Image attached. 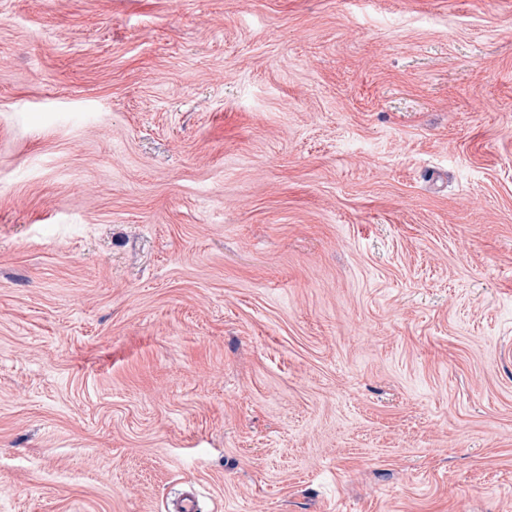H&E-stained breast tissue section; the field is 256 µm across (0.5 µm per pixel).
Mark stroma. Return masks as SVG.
I'll list each match as a JSON object with an SVG mask.
<instances>
[{"label":"stroma","instance_id":"1","mask_svg":"<svg viewBox=\"0 0 512 512\" xmlns=\"http://www.w3.org/2000/svg\"><path fill=\"white\" fill-rule=\"evenodd\" d=\"M512 512V0H0V512Z\"/></svg>","mask_w":512,"mask_h":512}]
</instances>
